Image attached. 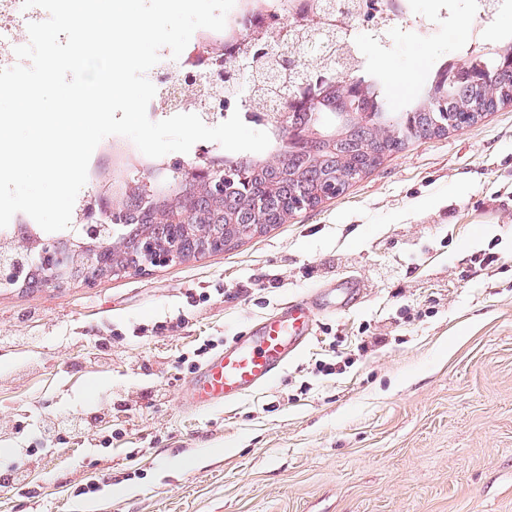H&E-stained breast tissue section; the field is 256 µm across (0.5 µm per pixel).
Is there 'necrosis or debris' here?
<instances>
[{
    "label": "necrosis or debris",
    "mask_w": 512,
    "mask_h": 512,
    "mask_svg": "<svg viewBox=\"0 0 512 512\" xmlns=\"http://www.w3.org/2000/svg\"><path fill=\"white\" fill-rule=\"evenodd\" d=\"M321 0H262L254 9L252 21H245L243 13L233 10L226 18L225 29L233 34L236 43L253 38L279 42L280 31L275 18H286L292 30L302 33L306 41L317 40L323 30L336 26L342 29L345 39L343 50L355 64L357 75H369L367 59L360 47L363 38H371L381 50L388 51L394 38L410 34H428L448 21L447 12L431 16L424 15L415 5V0H381L367 31L344 24L343 20H331L320 9ZM477 25L472 30L471 41L466 49L467 58H476L479 47L488 30L492 29L499 16L512 9V0H466ZM45 10L34 7L23 9L22 0H0V68L16 64L14 49L19 41L17 30L28 23L47 19ZM173 70L187 76V83L169 84L166 71ZM156 93L147 107L151 121L167 119L168 115L193 113L209 125L227 120L217 92L224 84V68L214 62V57L196 49L185 48L179 58H172L169 49H161L160 61L150 75Z\"/></svg>",
    "instance_id": "1"
}]
</instances>
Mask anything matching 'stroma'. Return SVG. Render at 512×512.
Returning a JSON list of instances; mask_svg holds the SVG:
<instances>
[{
  "mask_svg": "<svg viewBox=\"0 0 512 512\" xmlns=\"http://www.w3.org/2000/svg\"><path fill=\"white\" fill-rule=\"evenodd\" d=\"M473 24L462 12L366 53L384 87L416 86ZM131 145L98 144L83 194ZM353 275L360 302L319 313L279 377L184 411L203 342ZM1 336L0 475L20 466L29 482L0 486V512H512V103L406 142L339 197L224 251L0 288ZM92 412L112 419L42 429ZM176 457L188 467L168 470Z\"/></svg>",
  "mask_w": 512,
  "mask_h": 512,
  "instance_id": "stroma-1",
  "label": "stroma"
}]
</instances>
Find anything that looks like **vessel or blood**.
<instances>
[{"mask_svg": "<svg viewBox=\"0 0 512 512\" xmlns=\"http://www.w3.org/2000/svg\"><path fill=\"white\" fill-rule=\"evenodd\" d=\"M363 288V281L352 277L286 302L273 317L251 325L203 363L191 381L185 409L219 408L273 381L307 345L318 311L351 309Z\"/></svg>", "mask_w": 512, "mask_h": 512, "instance_id": "1", "label": "vessel or blood"}]
</instances>
